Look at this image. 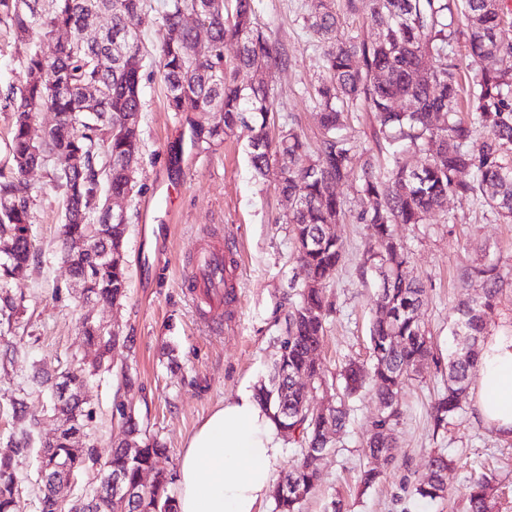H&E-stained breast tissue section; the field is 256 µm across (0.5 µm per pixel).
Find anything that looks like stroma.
<instances>
[{
	"label": "stroma",
	"mask_w": 512,
	"mask_h": 512,
	"mask_svg": "<svg viewBox=\"0 0 512 512\" xmlns=\"http://www.w3.org/2000/svg\"><path fill=\"white\" fill-rule=\"evenodd\" d=\"M151 4L137 21L148 54L141 70L139 191L125 204L128 297L117 307L82 304L61 259L60 193L44 170L29 173L36 197L30 226L36 250L25 278L15 285L23 297L16 329L22 338L19 351L11 364L0 366V447L22 430L12 416V401L21 396L29 411L43 417L32 430L34 442L53 439L56 423L43 415L49 388L36 383L33 374L43 364L61 371L76 361L93 360L95 352L79 331L88 317L128 336L114 362L126 368L135 385L126 389L112 372L88 378L84 392L93 421L86 445L106 458L118 432L115 406L132 402L149 433L166 442L169 452L157 467L173 478L188 436L224 400L268 378L278 350V325L295 300L293 245L287 225L278 221L288 201L275 191L273 178L256 176L245 136L231 135L209 148L193 144L192 126L214 123L215 115L168 109L156 53L164 0ZM305 14V0H260L259 22L284 54L273 82L277 122L293 125L315 145L321 134L308 92L323 68ZM19 51L11 25L1 21L2 169L12 164L9 91L22 76ZM335 232L346 257L326 279L332 311L319 352L330 383L338 382L346 362L367 361L377 289L376 277L361 274L370 241L367 226L350 221L336 225ZM395 234L411 253L412 275L426 290L420 313L435 356L419 365L400 393L394 462L382 467L377 483L366 487L358 481L368 463L365 444L377 409L367 393L354 400L341 443L323 457L318 487L303 512H334L338 505L343 512H465L464 486L479 474L491 480L496 512H512V440L482 424L468 399L447 431H435L429 417L431 401L448 376L454 310L482 292L481 281L465 277L477 263L501 267L504 282L495 325L512 328V224L502 223L488 208L451 197L424 223L396 225ZM208 246L232 249L237 259L231 280L235 299L225 305L224 325L218 330L200 319L186 283L196 250ZM436 453L452 461L448 492L424 503L413 489Z\"/></svg>",
	"instance_id": "1"
}]
</instances>
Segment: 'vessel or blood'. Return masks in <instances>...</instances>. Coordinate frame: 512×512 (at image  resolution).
<instances>
[{
    "instance_id": "vessel-or-blood-1",
    "label": "vessel or blood",
    "mask_w": 512,
    "mask_h": 512,
    "mask_svg": "<svg viewBox=\"0 0 512 512\" xmlns=\"http://www.w3.org/2000/svg\"><path fill=\"white\" fill-rule=\"evenodd\" d=\"M235 263L233 255L212 248L201 250L194 258L189 282L205 303L201 314L208 321H215L221 313L225 273Z\"/></svg>"
}]
</instances>
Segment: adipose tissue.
Instances as JSON below:
<instances>
[{
    "instance_id": "obj_1",
    "label": "adipose tissue",
    "mask_w": 512,
    "mask_h": 512,
    "mask_svg": "<svg viewBox=\"0 0 512 512\" xmlns=\"http://www.w3.org/2000/svg\"><path fill=\"white\" fill-rule=\"evenodd\" d=\"M473 407L512 439V329L481 345ZM282 438L253 391L225 400L187 438L177 475L179 512H257L272 487Z\"/></svg>"
}]
</instances>
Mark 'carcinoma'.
Instances as JSON below:
<instances>
[{
	"instance_id": "cac0c4a2",
	"label": "carcinoma",
	"mask_w": 512,
	"mask_h": 512,
	"mask_svg": "<svg viewBox=\"0 0 512 512\" xmlns=\"http://www.w3.org/2000/svg\"><path fill=\"white\" fill-rule=\"evenodd\" d=\"M149 0H0V14L10 21L23 45V79L12 90L13 127L9 144L12 167L0 170V325L13 329L22 297L11 282L29 268L33 244L29 226L34 200L25 173L40 165L42 155L50 181L61 191L63 228L89 238L77 251L70 271L95 301L121 304L127 298L124 232L90 228L100 215L107 190L135 192L134 173L141 142L138 126L127 118L142 112L141 68L145 55L135 20ZM362 32L341 33L334 0H306L307 28L321 50L323 75L312 85L311 98L322 132L312 150L294 128L270 133L277 110L272 73L281 60L278 44L257 19L258 0H166L159 73L172 112L218 113L221 120L194 129L199 144L211 146L238 132L247 133L248 155L257 176L278 170L275 190L291 206L289 224L298 269L297 301L279 328L278 354L269 381L255 389L288 440L299 444L298 463L275 485L274 512H301L315 490L319 463L333 448L349 421L346 400L370 386L378 403L368 454L388 464L400 420L399 392L418 366L433 356L431 338L419 309L426 290L411 275L410 255L394 233L396 224H420L450 196L477 203L512 223V70L500 65L512 56V43L497 31L512 26V10L503 0H368ZM195 15L208 37L198 42L185 17ZM106 16L110 25L100 42L81 43L90 17ZM464 40L468 63L459 62L451 43ZM233 52L227 60L226 51ZM251 73L240 79L242 71ZM400 100L410 108L399 110ZM58 116L41 140L30 138L38 114ZM373 114V142L360 145L344 134L352 114ZM361 153L360 168L353 159ZM420 154L424 164L411 166ZM358 183L361 209L348 214L336 186ZM373 230L374 242L363 268L378 273L376 316L370 326L372 367L366 374L354 362L342 373L339 404L325 409L310 405L308 388L325 385L318 350L326 331V272L342 261L343 241L332 225L347 217ZM470 274L483 281L482 294L456 309L448 356V379L430 406L434 429L448 428L477 379L481 342L497 310L502 275L498 265L482 264ZM85 343L96 351L91 368L64 372L58 382L44 370L34 379L52 383L47 413L72 425L38 451L41 478L39 512H178L169 490L171 478L144 472L168 452L149 434L135 411L116 405L120 432L108 456L80 446L93 412L83 396L86 375L110 368L113 352L128 337L91 321L82 323ZM28 432L0 449V512H21L18 458L27 451ZM79 475L89 463L98 473L118 476L129 491L123 502L98 481L90 492L64 500L56 486L52 459ZM448 458L428 461V474L414 486L423 501L445 497ZM486 476L466 485L467 512H495Z\"/></svg>"
}]
</instances>
